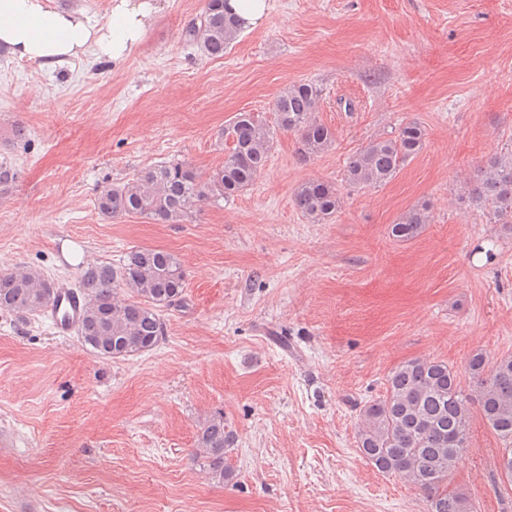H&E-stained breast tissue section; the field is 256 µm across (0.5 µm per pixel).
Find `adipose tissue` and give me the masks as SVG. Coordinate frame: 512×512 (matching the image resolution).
Masks as SVG:
<instances>
[{"mask_svg": "<svg viewBox=\"0 0 512 512\" xmlns=\"http://www.w3.org/2000/svg\"><path fill=\"white\" fill-rule=\"evenodd\" d=\"M152 0H112L108 21L51 7L49 0H0V46L22 60L55 67L88 51L118 61L144 37L153 21Z\"/></svg>", "mask_w": 512, "mask_h": 512, "instance_id": "ef3b65f1", "label": "adipose tissue"}]
</instances>
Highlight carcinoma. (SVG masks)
<instances>
[{"instance_id":"carcinoma-1","label":"carcinoma","mask_w":512,"mask_h":512,"mask_svg":"<svg viewBox=\"0 0 512 512\" xmlns=\"http://www.w3.org/2000/svg\"><path fill=\"white\" fill-rule=\"evenodd\" d=\"M227 0H207L200 18L188 22L183 39L211 59H221L241 33L236 17L226 10ZM323 99L321 86L312 80L294 82L274 100L275 122L270 125L249 112L238 113L224 126V164L203 179L187 163L174 161L150 167L135 178L104 187L96 199L107 218L140 215L176 224L204 201L238 195L252 185L265 168L277 136L298 137L300 155L306 159L326 150L333 130L316 119ZM426 131L416 122L404 124L397 134L369 141L350 156L345 182L355 189L381 187L424 147ZM467 201L487 212L491 224L512 235V149L494 156L477 169ZM299 212L313 223L332 217L341 198L336 187L319 179L303 183L295 193ZM429 223L426 204L411 208L391 226L399 240L415 238ZM187 274L174 253L159 248L133 246L111 263L86 265L80 287L87 307L79 330L82 343L98 358H113L112 350L150 351L164 334L161 309L180 299ZM127 289L130 297L119 298ZM54 282L35 269L0 273V311L21 317L37 315L49 303ZM481 351L468 361L477 398L465 393L458 374L436 359H413L389 373L384 393L360 409L358 448L377 471L395 474L428 495V512H471L461 494L448 491V475L470 448V405L477 401L487 425L512 443V357L486 369ZM235 433L216 413L198 430L196 447L203 470L217 484L235 478L227 455Z\"/></svg>"}]
</instances>
